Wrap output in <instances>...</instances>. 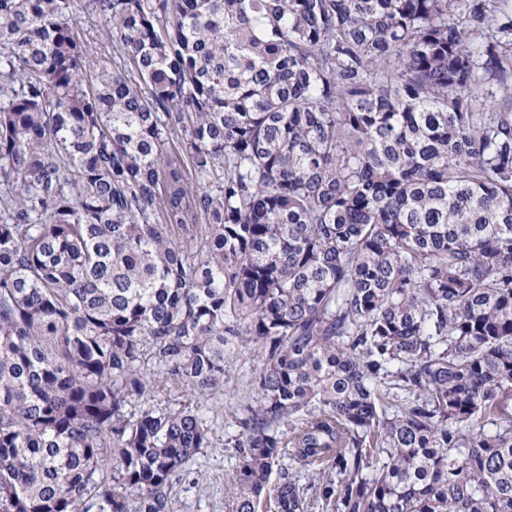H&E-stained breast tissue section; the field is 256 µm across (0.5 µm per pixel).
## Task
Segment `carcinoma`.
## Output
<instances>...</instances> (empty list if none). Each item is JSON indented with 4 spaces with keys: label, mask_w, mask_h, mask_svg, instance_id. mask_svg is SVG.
<instances>
[{
    "label": "carcinoma",
    "mask_w": 512,
    "mask_h": 512,
    "mask_svg": "<svg viewBox=\"0 0 512 512\" xmlns=\"http://www.w3.org/2000/svg\"><path fill=\"white\" fill-rule=\"evenodd\" d=\"M497 3L0 0V512H512ZM78 22L81 28L88 34L93 36L91 42L93 50L99 57L108 59L111 61L112 66L116 65L120 67L119 55L114 53L112 43L105 40L103 35V29L105 28V22L95 13H92L90 8L83 7L78 13ZM253 353L246 350L233 367L235 379L224 392L213 398L203 410L211 427L209 448H202L190 464L191 477L199 485L182 481L177 485L173 512H231L234 486L232 471L235 460L231 448L224 447L226 433H234L236 415L244 405L253 403L254 394L246 383V371Z\"/></svg>",
    "instance_id": "cac0c4a2"
}]
</instances>
